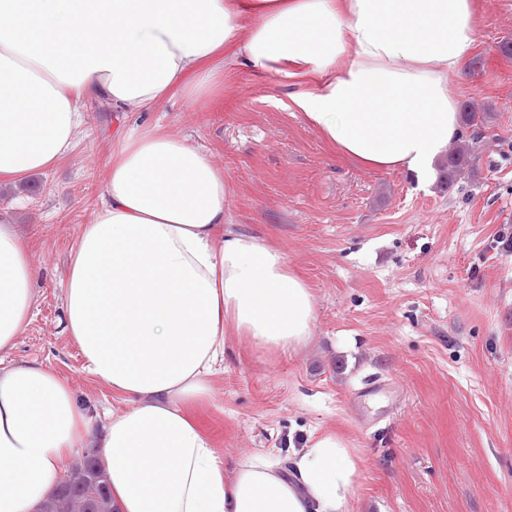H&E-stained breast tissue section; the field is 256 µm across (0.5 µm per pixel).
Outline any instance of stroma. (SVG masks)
<instances>
[{
  "label": "stroma",
  "instance_id": "obj_1",
  "mask_svg": "<svg viewBox=\"0 0 512 512\" xmlns=\"http://www.w3.org/2000/svg\"><path fill=\"white\" fill-rule=\"evenodd\" d=\"M471 57L448 83L459 107L489 113L465 179L450 188L338 154L288 108V79L224 66L214 97L116 112L82 103L72 153L0 185L39 272L33 316L12 357L44 363L97 413L121 396L85 369L61 331L67 261L101 202L112 142L161 125L224 170L237 229L279 248L310 285L312 336L294 353L224 339L213 398L191 415L226 465L262 454L291 464L326 430L360 448L349 512H512V0H477ZM386 393L360 396L366 384Z\"/></svg>",
  "mask_w": 512,
  "mask_h": 512
}]
</instances>
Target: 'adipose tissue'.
Masks as SVG:
<instances>
[{
    "mask_svg": "<svg viewBox=\"0 0 512 512\" xmlns=\"http://www.w3.org/2000/svg\"><path fill=\"white\" fill-rule=\"evenodd\" d=\"M476 29V0H0V181L71 153L81 98L194 103L229 60L294 80L290 109L341 155L426 178L460 134L448 81ZM230 194L185 137L154 127L113 145L63 292V333L125 397L101 422L55 371L9 358L38 273L0 214V512H40L85 448L119 512H349L362 458L345 435L322 432L287 471L260 455L228 471L187 414L210 398L228 333L296 351L316 320L282 251L225 223Z\"/></svg>",
    "mask_w": 512,
    "mask_h": 512,
    "instance_id": "ef3b65f1",
    "label": "adipose tissue"
}]
</instances>
